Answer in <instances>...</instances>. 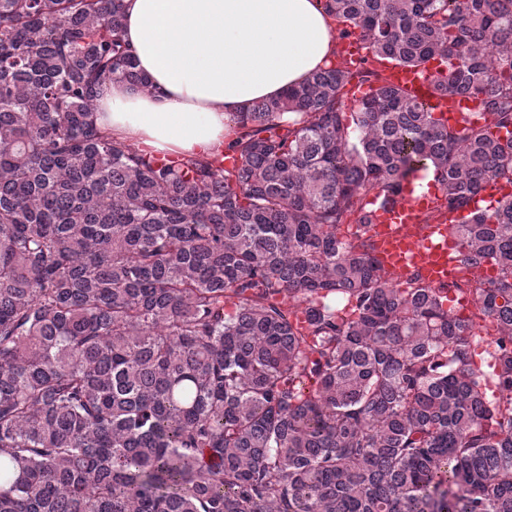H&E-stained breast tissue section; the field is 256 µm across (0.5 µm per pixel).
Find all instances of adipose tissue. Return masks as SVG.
I'll return each mask as SVG.
<instances>
[{"label": "adipose tissue", "instance_id": "1", "mask_svg": "<svg viewBox=\"0 0 512 512\" xmlns=\"http://www.w3.org/2000/svg\"><path fill=\"white\" fill-rule=\"evenodd\" d=\"M124 5V39L157 92L112 83L95 120L114 138L161 155L223 147L231 113L304 81L336 53L333 23L317 0Z\"/></svg>", "mask_w": 512, "mask_h": 512}]
</instances>
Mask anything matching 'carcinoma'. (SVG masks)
<instances>
[{"label": "carcinoma", "mask_w": 512, "mask_h": 512, "mask_svg": "<svg viewBox=\"0 0 512 512\" xmlns=\"http://www.w3.org/2000/svg\"><path fill=\"white\" fill-rule=\"evenodd\" d=\"M320 5L482 112L330 66L166 159L94 120L152 91L123 0H0V512H512V196L472 210L512 184V0ZM419 169L494 279L399 288L375 256L367 196Z\"/></svg>", "instance_id": "obj_1"}]
</instances>
